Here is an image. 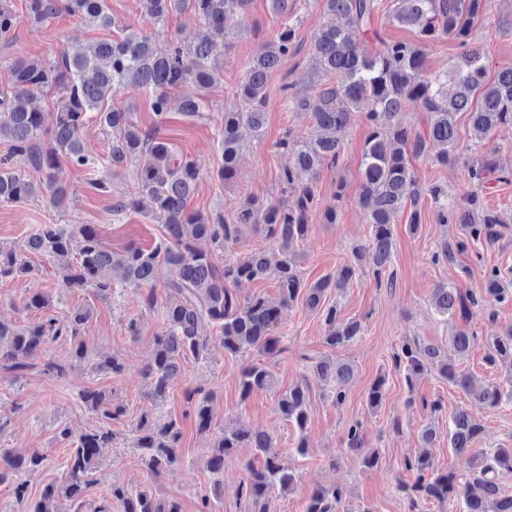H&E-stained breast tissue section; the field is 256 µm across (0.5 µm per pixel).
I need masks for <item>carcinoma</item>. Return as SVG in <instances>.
<instances>
[{
	"instance_id": "carcinoma-1",
	"label": "carcinoma",
	"mask_w": 512,
	"mask_h": 512,
	"mask_svg": "<svg viewBox=\"0 0 512 512\" xmlns=\"http://www.w3.org/2000/svg\"><path fill=\"white\" fill-rule=\"evenodd\" d=\"M395 2L391 21L415 29L418 42L388 40L372 28L382 0H324L326 14L332 20L321 23L312 36L316 91L303 96L292 83L283 87L293 108L312 114L321 134L313 140L288 135L279 142V148L292 159L291 166L280 176L291 197L277 204L250 202L239 214L240 223L254 224L273 239L279 255L274 262L267 251L259 249L220 267L198 249L196 243L201 239L224 249L236 239L238 228L220 215L206 216L189 210L199 171L160 133L161 125L173 112L188 118L206 112L208 103L203 96H178L176 92L189 84L207 90L219 83L221 76L212 60L224 52V46L209 38L194 45L175 39L160 43L155 33L166 28L172 17L185 12L220 33L228 18L248 16L252 0H140L144 18L153 27L151 31L126 27L124 36L117 40L102 39L87 47H73L53 59L11 60L12 89L0 93V139L8 143L7 153L0 157V203H21L45 191L55 207L66 208L69 192L61 161L76 169L95 165V160L84 152L81 140L88 114L93 112L110 136L107 161L112 168L138 164L135 194L129 201L120 202L119 208L163 213L166 236L151 249L128 246L115 252L93 224H40L22 245H0V278L23 277L31 271L26 256H44L55 266L59 287L70 292L92 290L104 298L112 293L111 272L115 267L123 270L126 286L138 290L153 285L159 268H166L163 316L167 328L155 337L153 358L145 369L149 396L155 402L165 399L169 386L180 374L181 362L206 353L214 341L231 356L252 349L266 354L283 352L281 339L276 336L282 309L298 299L321 313L328 346L353 343L361 336L362 322L341 319L337 306L325 303L326 291L343 290L366 256L374 278L382 282L384 270L391 264L394 221L401 210H411L410 225L417 227L421 197L427 195L439 223L459 225L461 236L443 240L433 254L437 264L454 263L471 242L492 244L501 236L497 229L501 219L483 206L479 190L496 173L500 179H507L497 163V149L491 144L490 134L501 125L512 126V66L500 68L492 78L488 76L484 53L475 38L485 0ZM61 12L104 29L118 26L107 0H27V20L33 26H40ZM18 23L13 0H0V39L12 37ZM370 35L376 41L375 49L370 53L359 51L360 43ZM444 36L454 40L460 52L447 71L429 74L425 46ZM295 41L296 29L290 25L262 45L252 56L239 85V103L224 107L221 163L217 168L220 179L229 181L235 176L245 146L263 135L268 78L293 52ZM127 88L149 95L156 120L153 131L142 129L133 120L134 106L105 107L117 92ZM43 93L56 96L51 112L31 106L33 97ZM412 108L429 113L430 122L422 132L408 128L402 121V114ZM360 110L368 125L361 159L360 202L371 224L370 243L355 247L353 261L338 268L336 274L307 286L299 274L295 245L310 232L311 215L319 207L314 183L323 168L338 164L342 133ZM461 113L467 114L470 139L481 153L466 159L473 190L457 202L448 200V190L439 185L418 186L412 160L426 158L446 165L459 158L457 119ZM21 162L40 172L42 179L34 181L17 170ZM77 236L81 246L75 253L72 242ZM271 276L279 289L275 300L257 293L242 301L228 288L230 284ZM506 301H512V288L504 285L501 272L495 268L485 273L484 288L478 294H467L445 284L434 289L436 311L456 321L449 338L455 355L464 356L478 340L470 327L473 311H488L490 303ZM206 318L216 328V335L199 334V325ZM90 319V309L78 307L61 319L50 316L24 327L0 321V365L19 378L31 369L30 357L62 336L71 341L73 359L88 360L79 336ZM304 359L312 364L314 377L328 396L342 403L354 375L353 367L315 354ZM393 359L395 366L404 371L410 387L414 378L436 369L476 405L493 408L503 400L498 388L481 385L472 374L449 363L436 346L404 343ZM505 359L512 363V329L493 339L486 356L492 366ZM274 388V375L266 367L251 365L242 371V398ZM196 394V398L189 397L191 409L197 432L206 434L212 424L210 399L199 390ZM384 396L385 377L380 376L367 392V403L376 408ZM308 397L305 383L277 394L278 412L298 431L295 450L299 454L306 450ZM80 398L105 422L122 414L109 396L96 389L84 390ZM135 431L143 464L150 473L159 475L181 462L183 432L176 421L158 424L144 414ZM482 432V425L465 409L456 411L448 421V444L460 453L470 454L472 460V481L461 492L453 477L438 473L430 457L419 455L406 461V468L415 478L400 486V491L411 504L460 496L464 502L462 512H512V495L503 493L499 484L500 475L512 473V447H474ZM60 435L74 444L66 459L65 476L61 482L43 488L30 512H59V500H80L100 449L112 444V430L104 425L79 433L65 426ZM346 445L355 451L363 448L362 423L348 428ZM269 447V435L246 428L226 431L210 444L207 467L215 474L224 471V461L237 456L241 448H252L255 455L262 457L258 467L251 460L246 464L242 492L250 504L249 512H270L271 492H285L295 481L287 463L267 455ZM46 462L47 457L37 451L6 456L0 462V484L12 483L16 501L23 503L28 491L26 477L38 473ZM342 496L339 488H320L312 493L307 512H337ZM112 498L122 504L123 512H182L175 501L122 485H112Z\"/></svg>"
}]
</instances>
